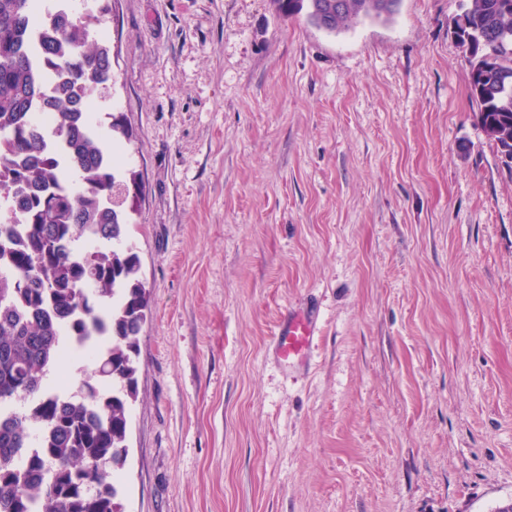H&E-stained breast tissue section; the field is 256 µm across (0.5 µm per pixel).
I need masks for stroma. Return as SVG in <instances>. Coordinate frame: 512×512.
Wrapping results in <instances>:
<instances>
[{
  "mask_svg": "<svg viewBox=\"0 0 512 512\" xmlns=\"http://www.w3.org/2000/svg\"><path fill=\"white\" fill-rule=\"evenodd\" d=\"M150 294L124 512L512 502V175L462 0L328 33L271 0H110ZM314 305L306 367L269 343Z\"/></svg>",
  "mask_w": 512,
  "mask_h": 512,
  "instance_id": "1",
  "label": "stroma"
}]
</instances>
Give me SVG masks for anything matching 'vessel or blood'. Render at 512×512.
Wrapping results in <instances>:
<instances>
[{
	"instance_id": "1",
	"label": "vessel or blood",
	"mask_w": 512,
	"mask_h": 512,
	"mask_svg": "<svg viewBox=\"0 0 512 512\" xmlns=\"http://www.w3.org/2000/svg\"><path fill=\"white\" fill-rule=\"evenodd\" d=\"M319 335L318 318L313 312L293 309L284 313L273 332L274 353L283 368L305 365Z\"/></svg>"
}]
</instances>
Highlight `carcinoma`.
<instances>
[{"mask_svg":"<svg viewBox=\"0 0 512 512\" xmlns=\"http://www.w3.org/2000/svg\"><path fill=\"white\" fill-rule=\"evenodd\" d=\"M0 0V512H123L130 406L149 294L128 227L141 193L113 145L131 141L122 116L111 137L86 103L114 84L110 47L93 39L103 0L73 11ZM336 33L389 21L401 0H271ZM452 33L465 48L476 118L512 159V0H468ZM48 27L52 34L36 37ZM55 114L50 131L29 118ZM92 370L64 394L50 377L73 343Z\"/></svg>","mask_w":512,"mask_h":512,"instance_id":"carcinoma-1","label":"carcinoma"}]
</instances>
